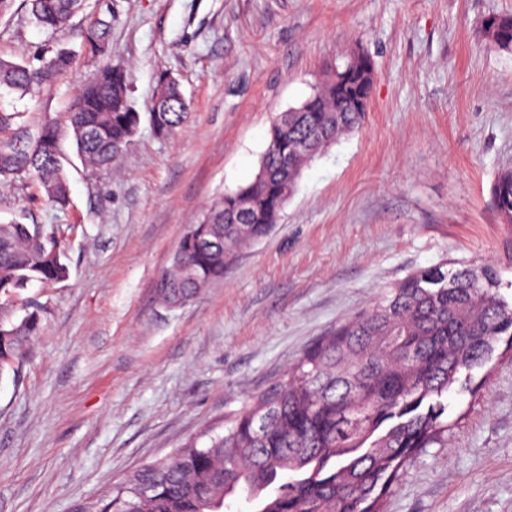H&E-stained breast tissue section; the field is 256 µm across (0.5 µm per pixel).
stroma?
I'll list each match as a JSON object with an SVG mask.
<instances>
[{"instance_id":"1","label":"stroma","mask_w":512,"mask_h":512,"mask_svg":"<svg viewBox=\"0 0 512 512\" xmlns=\"http://www.w3.org/2000/svg\"><path fill=\"white\" fill-rule=\"evenodd\" d=\"M512 0H89L48 34L15 6L0 59L74 55L35 99L0 100L57 124L71 189L52 208L0 182V222L72 224L67 280L22 291L40 310L0 377V512H74L272 392L314 343L414 271L491 261L512 299V227L492 205L512 167V51L491 45ZM104 32L101 53L90 37ZM357 52L374 63L365 121L302 172L279 224L223 281L183 305L156 288L187 225L253 180L279 113ZM129 70L147 111L159 74L190 101L171 137L141 124L112 170L75 154L65 112L101 58ZM453 425L422 452L387 512H512V362L493 354L447 394Z\"/></svg>"}]
</instances>
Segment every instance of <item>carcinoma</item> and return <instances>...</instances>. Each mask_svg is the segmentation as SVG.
I'll return each instance as SVG.
<instances>
[{
	"label": "carcinoma",
	"instance_id": "carcinoma-1",
	"mask_svg": "<svg viewBox=\"0 0 512 512\" xmlns=\"http://www.w3.org/2000/svg\"><path fill=\"white\" fill-rule=\"evenodd\" d=\"M36 27L56 31L84 9V0H22ZM490 43L512 51V15L498 16ZM72 63L58 50L41 64L0 59V91L18 99L49 87ZM372 60L351 57L298 107L273 119L261 165L263 177L227 192L182 235L158 279L163 299L185 303L224 279L229 257L246 241L265 237L280 221L304 167L340 136L362 125L374 82ZM146 115L156 135L186 122L190 103L170 76ZM22 112L0 108V178H25L46 201L70 206L68 178L53 122L29 141L14 136ZM78 155L107 169L131 144L141 123L130 97V73L102 62L67 106ZM249 220L237 222L241 200ZM500 222L512 224V168L492 186ZM67 232H47L18 220L0 224V377L13 369L24 343L37 335L38 309L17 322L10 299L34 281L69 276ZM494 264L435 266L387 289L367 312L311 346L278 389L257 397L224 433L191 439L169 455L132 471L84 512H224L240 491L254 512H386L393 487L417 456L448 436L444 395L458 374L486 364L500 341L512 352V303L500 292Z\"/></svg>",
	"mask_w": 512,
	"mask_h": 512
}]
</instances>
